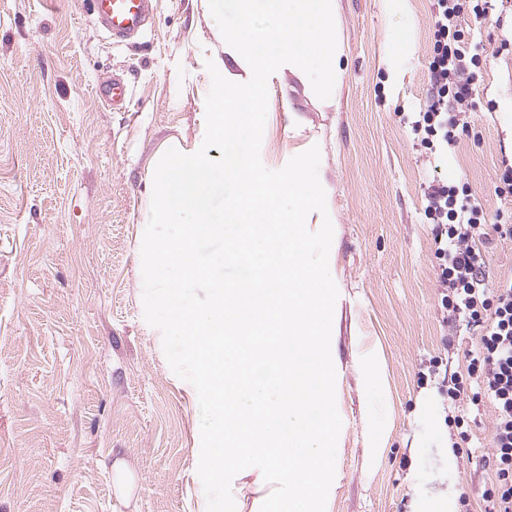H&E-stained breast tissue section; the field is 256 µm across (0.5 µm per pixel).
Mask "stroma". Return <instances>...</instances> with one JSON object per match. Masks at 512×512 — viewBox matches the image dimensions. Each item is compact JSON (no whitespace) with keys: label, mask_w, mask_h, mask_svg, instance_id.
Here are the masks:
<instances>
[{"label":"stroma","mask_w":512,"mask_h":512,"mask_svg":"<svg viewBox=\"0 0 512 512\" xmlns=\"http://www.w3.org/2000/svg\"><path fill=\"white\" fill-rule=\"evenodd\" d=\"M435 10L337 0L332 100L286 68L268 80L263 164L318 146L329 188L342 372L332 512H420L451 495L456 512L486 508L494 408L446 407L428 372L436 358L466 375L477 336L443 317L424 193L437 176L468 183L488 215L512 211L496 190L512 161V0L466 18L483 66L470 128L439 167L410 128L432 93ZM217 31L206 0H157L148 30L123 43L90 0H0V512H205L198 396L143 318L141 245L152 159L174 141L190 148L205 125L206 60L249 76ZM112 76L133 88L120 109L92 95ZM479 249L488 282L512 276V239L492 233ZM366 357L378 365L369 387ZM118 459L136 476L125 505Z\"/></svg>","instance_id":"stroma-1"}]
</instances>
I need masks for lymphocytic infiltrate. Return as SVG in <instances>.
<instances>
[{
	"label": "lymphocytic infiltrate",
	"mask_w": 512,
	"mask_h": 512,
	"mask_svg": "<svg viewBox=\"0 0 512 512\" xmlns=\"http://www.w3.org/2000/svg\"><path fill=\"white\" fill-rule=\"evenodd\" d=\"M484 11L481 0H436L429 64L432 95L412 130L439 161L458 132L468 127L466 114L482 64L462 21L465 15ZM426 200V214L433 224V256L440 270L441 307L453 322L479 330L466 377H452L446 394L456 405L477 406L486 400L493 404L489 461L495 478L482 496L491 502L490 512H512V278L488 283L476 246L490 227L512 237V214H498L495 223H488L467 186L438 178L430 181Z\"/></svg>",
	"instance_id": "f902f5d3"
}]
</instances>
